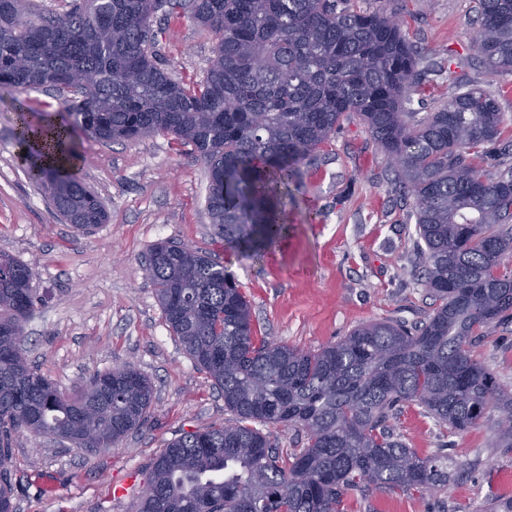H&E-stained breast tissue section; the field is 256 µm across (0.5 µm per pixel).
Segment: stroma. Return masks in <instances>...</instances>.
Instances as JSON below:
<instances>
[{
  "mask_svg": "<svg viewBox=\"0 0 512 512\" xmlns=\"http://www.w3.org/2000/svg\"><path fill=\"white\" fill-rule=\"evenodd\" d=\"M404 31L426 76L407 111H437L467 81L491 93L512 117V75H489L474 45V0H405ZM159 62L176 78L202 76L216 37L185 15L157 12ZM69 91L0 89V254L31 263L34 305L22 325L31 365L66 396L91 377L130 365L153 386L141 426L115 447L85 453L50 436L12 439L16 512H129L134 496L112 486L183 433L230 419L224 397L173 336L143 263L161 241L206 252L239 283L256 336L317 350L361 324L414 323L436 306L411 274L413 201L395 192L388 160L358 117L344 119L329 143L301 166L292 190L309 212L289 218L280 260L226 250L207 211L209 173L191 145L157 134L84 144L76 170L109 220L83 233L65 224L37 186L15 138L18 108L63 114ZM478 359L512 391V323L477 340ZM496 411L466 432L409 406L396 431L423 457L448 454L450 480L435 493L351 492L345 512H485L512 497V448L500 447Z\"/></svg>",
  "mask_w": 512,
  "mask_h": 512,
  "instance_id": "35a3bbf8",
  "label": "stroma"
}]
</instances>
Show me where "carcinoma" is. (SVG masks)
Returning <instances> with one entry per match:
<instances>
[{
	"instance_id": "obj_1",
	"label": "carcinoma",
	"mask_w": 512,
	"mask_h": 512,
	"mask_svg": "<svg viewBox=\"0 0 512 512\" xmlns=\"http://www.w3.org/2000/svg\"><path fill=\"white\" fill-rule=\"evenodd\" d=\"M152 0H84L55 18L31 0H0V87L95 81L66 116L18 114L26 161L55 210L78 231L107 222L99 197L58 162L83 138L133 141L171 135L194 147L210 176L207 209L224 241L258 257L279 240L300 165L341 121L359 117L413 199L419 266L412 275L438 305L419 323H365L304 351L255 336L246 297L207 253L155 244L144 262L165 321L224 394L233 418L171 441L150 464L154 493L132 512H343L353 490L448 485V457L421 458L391 421L416 405L462 433L489 408L512 447V393L471 354L512 320V165L493 176L480 160L499 150L508 121L476 87L413 123L404 111L420 52L402 9L362 0H159L218 35L200 80L175 79L158 62ZM475 44L493 75L512 74V0H476ZM30 264L0 263V456L13 435H53L76 448L114 446L139 427L152 384L129 365L96 373L74 397L58 392L14 346L34 305ZM300 427L287 453L257 425ZM0 472V512H14Z\"/></svg>"
}]
</instances>
